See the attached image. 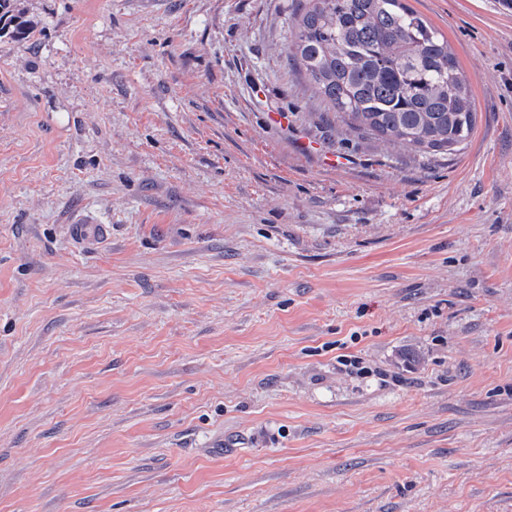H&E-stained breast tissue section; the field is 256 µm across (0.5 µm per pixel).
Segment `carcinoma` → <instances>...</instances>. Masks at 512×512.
<instances>
[{"label": "carcinoma", "mask_w": 512, "mask_h": 512, "mask_svg": "<svg viewBox=\"0 0 512 512\" xmlns=\"http://www.w3.org/2000/svg\"><path fill=\"white\" fill-rule=\"evenodd\" d=\"M15 2L0 0V38L34 37ZM291 30L289 56L355 133L433 154L471 137L477 113L459 61L405 0H307Z\"/></svg>", "instance_id": "carcinoma-1"}]
</instances>
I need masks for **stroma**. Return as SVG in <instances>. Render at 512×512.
<instances>
[{"instance_id":"obj_1","label":"stroma","mask_w":512,"mask_h":512,"mask_svg":"<svg viewBox=\"0 0 512 512\" xmlns=\"http://www.w3.org/2000/svg\"><path fill=\"white\" fill-rule=\"evenodd\" d=\"M407 2L475 98L452 154L323 116L305 0H20L0 512H512V6Z\"/></svg>"}]
</instances>
